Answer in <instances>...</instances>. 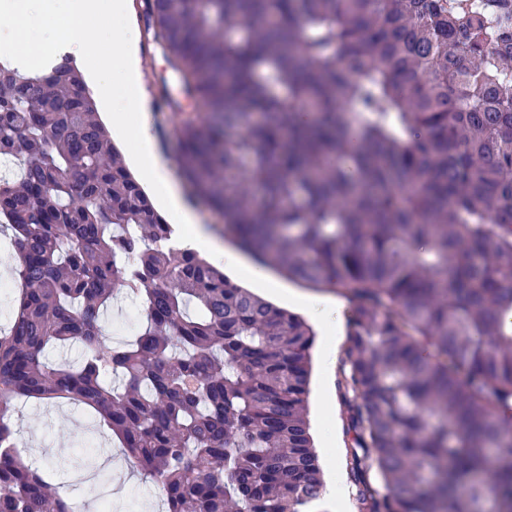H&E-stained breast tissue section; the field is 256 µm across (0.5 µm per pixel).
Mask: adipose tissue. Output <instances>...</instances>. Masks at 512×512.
<instances>
[{"instance_id": "obj_1", "label": "adipose tissue", "mask_w": 512, "mask_h": 512, "mask_svg": "<svg viewBox=\"0 0 512 512\" xmlns=\"http://www.w3.org/2000/svg\"><path fill=\"white\" fill-rule=\"evenodd\" d=\"M51 14L67 21L70 55L92 60L96 91L112 120L114 135L124 136L128 117H135L139 133L132 159L157 205L176 220L186 243L207 255L212 264L234 271L258 287L274 289L264 269L244 262L237 251L222 245L201 224L156 153L150 134L151 116L143 112L139 99L135 56L139 33L128 19L126 0H5L0 5V43L29 52L37 44L57 40L58 29L46 21ZM283 298L303 308L319 328L332 329L321 354L323 369H330L343 329L337 318L340 302L330 295L296 291L284 292Z\"/></svg>"}]
</instances>
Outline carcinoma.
<instances>
[{"label": "carcinoma", "instance_id": "obj_1", "mask_svg": "<svg viewBox=\"0 0 512 512\" xmlns=\"http://www.w3.org/2000/svg\"><path fill=\"white\" fill-rule=\"evenodd\" d=\"M182 167L261 264L355 301L339 388L354 512H512V0H143ZM68 54L0 61V448L18 398L94 410L167 512H313L300 316L231 282L119 161ZM143 323L115 346L119 294ZM80 344L78 365L51 346ZM0 512H75L0 451Z\"/></svg>", "mask_w": 512, "mask_h": 512}]
</instances>
